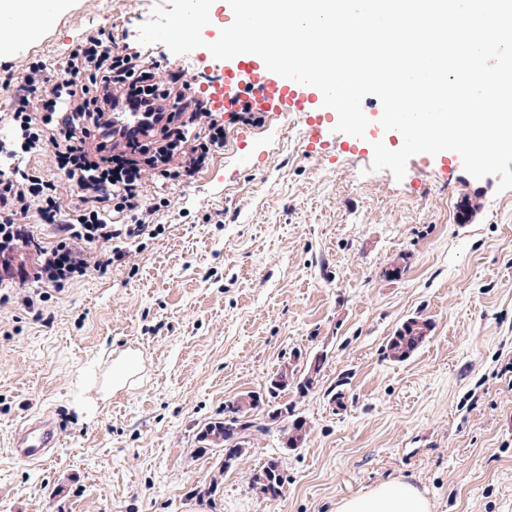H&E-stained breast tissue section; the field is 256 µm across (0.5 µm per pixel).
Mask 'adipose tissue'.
<instances>
[{
	"label": "adipose tissue",
	"instance_id": "1",
	"mask_svg": "<svg viewBox=\"0 0 512 512\" xmlns=\"http://www.w3.org/2000/svg\"><path fill=\"white\" fill-rule=\"evenodd\" d=\"M336 512H432V504L414 483L399 478L342 498Z\"/></svg>",
	"mask_w": 512,
	"mask_h": 512
}]
</instances>
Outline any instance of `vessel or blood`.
I'll return each mask as SVG.
<instances>
[{
	"mask_svg": "<svg viewBox=\"0 0 512 512\" xmlns=\"http://www.w3.org/2000/svg\"><path fill=\"white\" fill-rule=\"evenodd\" d=\"M209 80L191 81L192 94L207 98L216 112H257L263 115L296 112L304 116L310 134L308 151L326 148L325 124L319 106L323 95L317 88L302 85L267 70L262 59L241 54L228 60H212ZM59 431L49 419H25L14 437L12 448L18 458L43 461L57 447Z\"/></svg>",
	"mask_w": 512,
	"mask_h": 512,
	"instance_id": "vessel-or-blood-1",
	"label": "vessel or blood"
}]
</instances>
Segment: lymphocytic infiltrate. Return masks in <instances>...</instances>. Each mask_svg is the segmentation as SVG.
<instances>
[{"label": "lymphocytic infiltrate", "mask_w": 512, "mask_h": 512, "mask_svg": "<svg viewBox=\"0 0 512 512\" xmlns=\"http://www.w3.org/2000/svg\"><path fill=\"white\" fill-rule=\"evenodd\" d=\"M156 61L128 40L81 39L51 73L33 61L14 83L8 132L0 138V288L18 289L33 310L48 288L64 290L90 266V248L155 235L166 199L142 189L141 156L154 155L160 186L188 181L224 144V124L209 102L189 95L187 83L158 84ZM53 145L54 165L77 191L63 207L53 178L32 158ZM53 228L35 237L29 216Z\"/></svg>", "instance_id": "1"}]
</instances>
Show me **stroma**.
Returning a JSON list of instances; mask_svg holds the SVG:
<instances>
[{"label": "stroma", "instance_id": "1", "mask_svg": "<svg viewBox=\"0 0 512 512\" xmlns=\"http://www.w3.org/2000/svg\"><path fill=\"white\" fill-rule=\"evenodd\" d=\"M154 0H68L32 19L26 39L0 19V70L58 66L98 29L137 35ZM224 147L192 182L165 187L159 233L99 247L37 318L0 302V512H336L340 499L405 478L432 512H512V190L407 163L403 179L372 155L307 152L297 113L224 116ZM482 206L457 221L463 196ZM399 254L408 270H386ZM433 330L406 362L384 344L408 318ZM142 371L107 392L113 360ZM327 359L314 389L288 393L306 444L252 439L238 466L198 449L224 404L257 390L294 351ZM348 377L343 405L326 390ZM49 416L60 444L37 464L11 442L25 417ZM280 458L283 494L248 477ZM221 483L202 497L213 476Z\"/></svg>", "mask_w": 512, "mask_h": 512}]
</instances>
